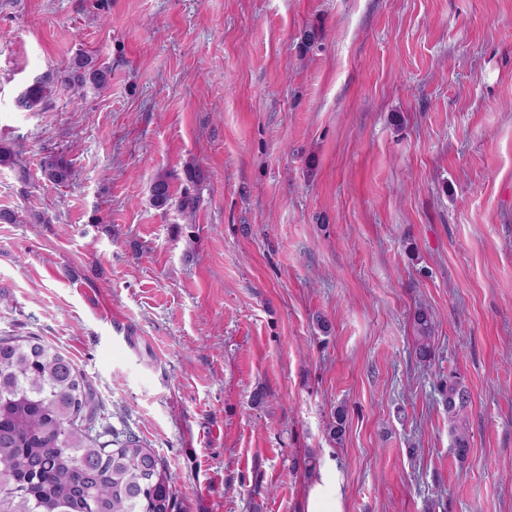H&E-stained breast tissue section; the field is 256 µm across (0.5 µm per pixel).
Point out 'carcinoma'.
<instances>
[{"label":"carcinoma","instance_id":"cac0c4a2","mask_svg":"<svg viewBox=\"0 0 512 512\" xmlns=\"http://www.w3.org/2000/svg\"><path fill=\"white\" fill-rule=\"evenodd\" d=\"M112 70L85 53L66 65L61 81L69 87L103 90ZM48 75L34 80L16 106L36 112L54 92ZM48 181L64 184L73 177L64 156L41 160ZM155 206L175 205L186 217L198 197L186 192L173 200L170 175L158 174L151 186ZM431 313L414 314V353L427 361L434 353ZM446 410L452 445L459 458L471 447L470 396L448 377ZM95 390L60 350L34 336H0V512H173L175 492L168 468L131 433L95 428ZM346 411L336 409L327 425L331 439L345 432Z\"/></svg>","mask_w":512,"mask_h":512}]
</instances>
